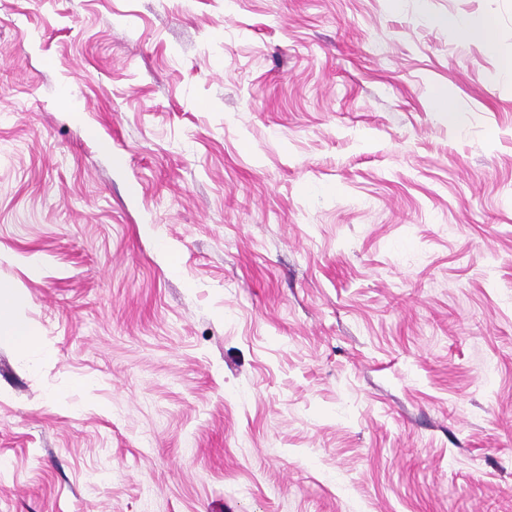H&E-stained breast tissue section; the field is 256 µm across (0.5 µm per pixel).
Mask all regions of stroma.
<instances>
[{
    "mask_svg": "<svg viewBox=\"0 0 512 512\" xmlns=\"http://www.w3.org/2000/svg\"><path fill=\"white\" fill-rule=\"evenodd\" d=\"M0 280V512H512V0H0ZM12 295L10 284L0 281L1 340H7L24 358L46 359L50 355V349L35 332L33 326L21 315L5 314L9 309Z\"/></svg>",
    "mask_w": 512,
    "mask_h": 512,
    "instance_id": "stroma-1",
    "label": "stroma"
}]
</instances>
